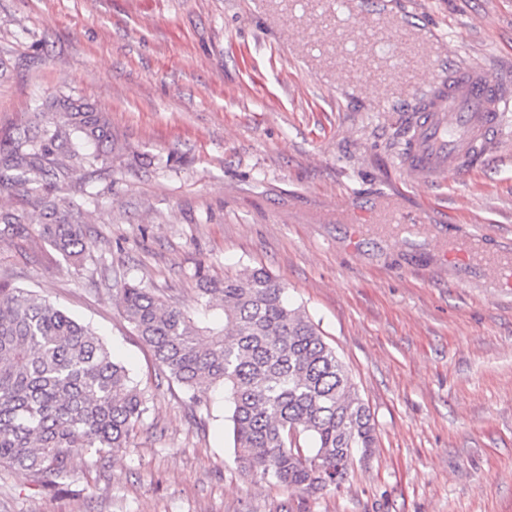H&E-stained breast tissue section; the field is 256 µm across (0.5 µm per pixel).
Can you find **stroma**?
<instances>
[{
  "mask_svg": "<svg viewBox=\"0 0 512 512\" xmlns=\"http://www.w3.org/2000/svg\"><path fill=\"white\" fill-rule=\"evenodd\" d=\"M455 60L512 77V0H427ZM288 0H0V131L65 88L104 110L112 162L69 182L90 243L74 267L38 235L36 191L0 193L26 237L0 238V279L89 324L145 389L128 448L77 462L70 491L0 471V512H512V288L447 237L512 247V112L484 167L404 190L397 129L376 93L341 98L308 68ZM346 191L422 215L414 244L348 252L328 211ZM263 267L283 281L349 369L378 442L339 488L299 496L246 478L224 390L189 401L117 304L139 283L196 319L197 269L220 281Z\"/></svg>",
  "mask_w": 512,
  "mask_h": 512,
  "instance_id": "1",
  "label": "stroma"
}]
</instances>
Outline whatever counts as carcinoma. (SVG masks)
Listing matches in <instances>:
<instances>
[{
	"mask_svg": "<svg viewBox=\"0 0 512 512\" xmlns=\"http://www.w3.org/2000/svg\"><path fill=\"white\" fill-rule=\"evenodd\" d=\"M112 161L106 114L59 90L26 125L0 136V192L48 185L38 233L74 264L89 250L81 208L59 183L83 169L85 148ZM0 208V232H25ZM202 303L219 297L216 323L193 319L129 284L119 304L162 372L187 392L224 388L240 472L312 496L340 486L377 445L375 420L336 350L287 288L264 268L218 284L196 271ZM149 411L145 392L104 341L30 290L0 282V468L45 489L72 483L77 459L128 446Z\"/></svg>",
	"mask_w": 512,
	"mask_h": 512,
	"instance_id": "obj_1",
	"label": "carcinoma"
}]
</instances>
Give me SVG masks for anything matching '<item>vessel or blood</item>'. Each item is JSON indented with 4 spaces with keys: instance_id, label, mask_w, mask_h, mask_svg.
<instances>
[{
    "instance_id": "vessel-or-blood-1",
    "label": "vessel or blood",
    "mask_w": 512,
    "mask_h": 512,
    "mask_svg": "<svg viewBox=\"0 0 512 512\" xmlns=\"http://www.w3.org/2000/svg\"><path fill=\"white\" fill-rule=\"evenodd\" d=\"M288 17L311 31V40L300 47L302 57H324L335 66L340 85L379 88L391 100L410 187L473 175L503 135L512 95L486 64L449 63L445 47L422 34L423 13L415 0H406L399 11L388 0H289ZM336 221L351 225L358 241L385 224L411 238L421 225L418 216L394 203L366 215L351 198L337 201ZM455 253L512 286V251L491 252L474 236Z\"/></svg>"
}]
</instances>
